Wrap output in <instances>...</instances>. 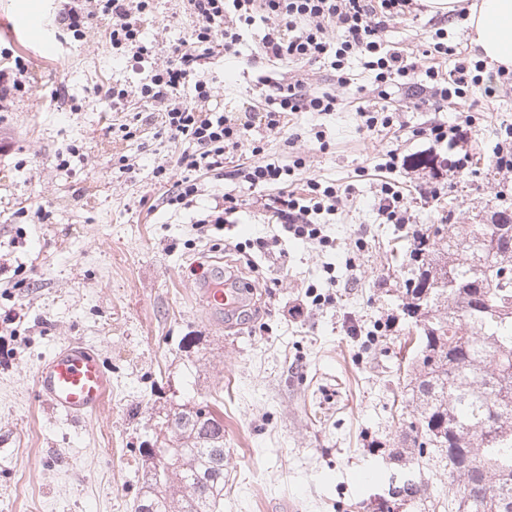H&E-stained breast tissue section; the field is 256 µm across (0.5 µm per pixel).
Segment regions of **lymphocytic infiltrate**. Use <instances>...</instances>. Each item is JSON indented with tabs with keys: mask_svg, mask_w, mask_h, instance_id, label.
Segmentation results:
<instances>
[{
	"mask_svg": "<svg viewBox=\"0 0 512 512\" xmlns=\"http://www.w3.org/2000/svg\"><path fill=\"white\" fill-rule=\"evenodd\" d=\"M94 10H87L83 0H65L62 22L68 30L80 31L97 15L110 17L109 43L117 53L132 54L142 59L149 49L140 40V22L152 8L151 0H95ZM416 0H186V8L196 24L188 39L181 41L171 58L155 71L138 92L165 106L161 117L162 134L170 139L187 141L191 148L177 160L185 174L175 181L164 199L165 206L188 209L194 207L201 194L196 176L201 172L223 173L224 156L240 147V127L224 113L205 109L212 95L207 84L193 82L192 77L210 51L220 48L225 54L238 52L239 34L230 27L228 14L240 22L255 18L268 22L262 39V51L278 60L309 62L331 55V67L339 87H347L349 58L358 56L367 70L375 75L379 86L390 87L395 79L414 74L418 64L411 58L387 49L382 40L389 25L410 14ZM336 29V43H329V29ZM482 62L463 60L450 75L435 68L425 71L429 95L437 101L460 103L470 89L479 83ZM193 82L192 101L170 107L166 99L171 91ZM339 98L331 92H312L297 81L279 87L260 117L261 124L273 133H281L288 115L298 112H332ZM264 150L251 149L253 163L237 168L236 174L250 186L286 183L293 176L291 166L264 158ZM342 203L335 184L307 179L302 191L288 190L270 198L268 206L279 216L286 232L295 238L327 245L318 222L320 215L334 213Z\"/></svg>",
	"mask_w": 512,
	"mask_h": 512,
	"instance_id": "f902f5d3",
	"label": "lymphocytic infiltrate"
}]
</instances>
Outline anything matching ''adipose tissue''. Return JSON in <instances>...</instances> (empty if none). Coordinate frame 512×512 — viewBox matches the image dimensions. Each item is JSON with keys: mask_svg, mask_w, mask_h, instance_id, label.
Returning a JSON list of instances; mask_svg holds the SVG:
<instances>
[{"mask_svg": "<svg viewBox=\"0 0 512 512\" xmlns=\"http://www.w3.org/2000/svg\"><path fill=\"white\" fill-rule=\"evenodd\" d=\"M467 20L470 42L478 54L512 71V0H474Z\"/></svg>", "mask_w": 512, "mask_h": 512, "instance_id": "adipose-tissue-1", "label": "adipose tissue"}]
</instances>
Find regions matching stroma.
Here are the masks:
<instances>
[{"label": "stroma", "instance_id": "1", "mask_svg": "<svg viewBox=\"0 0 512 512\" xmlns=\"http://www.w3.org/2000/svg\"><path fill=\"white\" fill-rule=\"evenodd\" d=\"M62 8V0H0V49L10 51L0 67L19 55L34 76L0 111V512H132L143 445L183 401L207 403L224 420L223 512H286L289 503L298 512H379L392 477L417 469L430 497L397 512H444L447 470L415 455L398 423L415 338L402 305L408 274L390 251L431 224L512 215V174L494 159L512 134V83L489 65L461 106L403 86L382 98L359 59L349 62L352 85L340 89L329 59L266 58V22L241 26L238 56L214 53L196 73L213 89L209 108L246 125L267 158H303L293 190L317 177L335 182L346 202L319 217L330 246L295 239L264 206L278 187L230 178L252 160L241 148L226 156L227 178L201 177L197 206L231 193L235 221L202 234L197 208L160 202L168 180L183 174L185 145L158 137L159 106L133 93L115 104L102 93L132 91L166 64L194 28L183 0H153L140 35L152 53L139 63L113 53L111 19H93L79 40L60 24ZM29 9L52 29L56 60L21 31L17 17ZM435 16L428 8L407 16L383 40L446 74L473 52L460 20L448 31L456 54L423 57ZM298 80L336 91L340 105L289 116L286 131L297 139L288 146L251 118L276 85ZM362 108L387 111L390 126L359 129ZM468 118L470 134L454 146L431 148L413 135ZM120 124L135 136L113 135ZM319 130L327 148L314 138ZM392 150L402 162L389 171ZM424 154L434 168L415 166ZM386 180L403 193L408 223L378 214ZM37 205L46 219L23 214ZM219 262L249 269L246 316L218 318L204 306L196 268ZM316 292L323 302L313 303ZM296 306L301 315H292ZM72 339L94 347L112 377L102 411L80 424L43 405L34 385L40 363Z\"/></svg>", "mask_w": 512, "mask_h": 512}]
</instances>
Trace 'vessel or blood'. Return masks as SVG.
Here are the masks:
<instances>
[{
	"instance_id": "vessel-or-blood-1",
	"label": "vessel or blood",
	"mask_w": 512,
	"mask_h": 512,
	"mask_svg": "<svg viewBox=\"0 0 512 512\" xmlns=\"http://www.w3.org/2000/svg\"><path fill=\"white\" fill-rule=\"evenodd\" d=\"M18 24L46 53L55 54L56 39L38 15L23 16ZM198 286L203 303L215 312L233 314L243 301L239 287L214 288L205 280L199 281ZM35 388L44 404L79 422L103 408L112 377L94 349L85 341L74 339L56 348L38 366Z\"/></svg>"
}]
</instances>
